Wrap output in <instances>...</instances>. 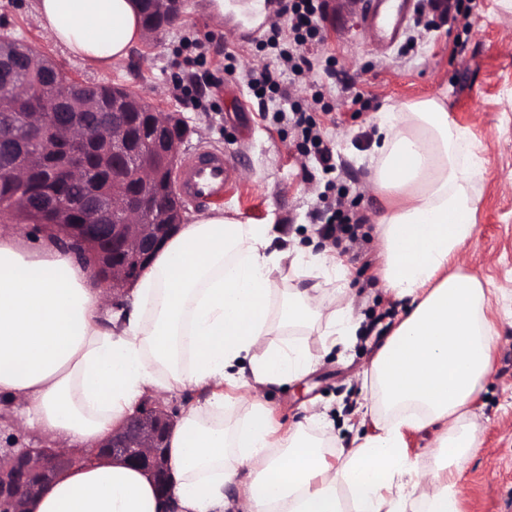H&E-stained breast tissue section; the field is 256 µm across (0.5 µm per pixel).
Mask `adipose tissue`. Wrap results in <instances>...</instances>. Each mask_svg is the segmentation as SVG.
Listing matches in <instances>:
<instances>
[{"mask_svg":"<svg viewBox=\"0 0 512 512\" xmlns=\"http://www.w3.org/2000/svg\"><path fill=\"white\" fill-rule=\"evenodd\" d=\"M35 10L56 43L99 68L147 38L137 0H36ZM375 123L372 184L387 204L376 228L380 283L410 309L364 378L394 418L332 461L331 440L309 432L329 429L323 415L284 433L261 403L244 425L213 419L225 386H278L317 363L301 344H265L275 328L321 319L332 346L356 334L350 307L326 316L314 297L326 286L346 290L337 255L273 250L271 225L213 208L182 225L116 302L51 235L31 242L0 230V399L20 404L21 427L88 451L146 396L205 394L173 427L168 497L141 471L103 460L64 471L24 512H228L232 484L245 512H405L415 502L459 512L446 482L479 450L469 405L497 343L481 281L448 270L475 234V145L438 96L391 106ZM285 268L313 279L312 290L282 288ZM241 362L249 375L235 373ZM432 426L445 462L422 474L404 432Z\"/></svg>","mask_w":512,"mask_h":512,"instance_id":"1","label":"adipose tissue"}]
</instances>
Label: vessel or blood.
I'll return each mask as SVG.
<instances>
[{
    "label": "vessel or blood",
    "mask_w": 512,
    "mask_h": 512,
    "mask_svg": "<svg viewBox=\"0 0 512 512\" xmlns=\"http://www.w3.org/2000/svg\"><path fill=\"white\" fill-rule=\"evenodd\" d=\"M367 17L381 33L390 36L397 29L399 14L384 0H368ZM237 164L221 150L201 148L185 156L176 168L175 180L181 197L194 206L223 200L237 184Z\"/></svg>",
    "instance_id": "b4317fda"
}]
</instances>
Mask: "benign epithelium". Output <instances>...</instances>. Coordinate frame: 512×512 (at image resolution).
Segmentation results:
<instances>
[{"label": "benign epithelium", "instance_id": "1", "mask_svg": "<svg viewBox=\"0 0 512 512\" xmlns=\"http://www.w3.org/2000/svg\"><path fill=\"white\" fill-rule=\"evenodd\" d=\"M6 62L8 58L0 56V99L17 91L23 98L42 92L40 85L17 89L3 72ZM64 96L61 91L49 98L42 112L0 110V145L4 146L0 175L25 183L34 171L45 169L46 156L52 153L62 157L67 183L77 185L86 179L83 154L104 140L112 143V196L90 195L75 208L46 197L40 206L56 214V221L40 228L52 227L71 242L90 244L94 274L100 282L112 284L116 301L184 221L185 207L173 172L192 129L180 113L161 112L131 92L116 99L110 112L99 111L91 99L82 112H64ZM131 100L141 111H126ZM20 123L26 132L25 144L16 138ZM147 209L159 211V219L147 220ZM173 426V413L145 405L91 452H69L47 442L17 448L9 435L7 447L0 448V512H22L23 501L40 493L64 470L102 459L143 469L164 491L170 466L162 439Z\"/></svg>", "mask_w": 512, "mask_h": 512}]
</instances>
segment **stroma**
<instances>
[{"label":"stroma","mask_w":512,"mask_h":512,"mask_svg":"<svg viewBox=\"0 0 512 512\" xmlns=\"http://www.w3.org/2000/svg\"><path fill=\"white\" fill-rule=\"evenodd\" d=\"M209 0H183L175 24L133 49L107 71L94 69L57 45L40 27L33 0H0V34L33 45L57 69L90 84H120L181 113L196 130L182 154L210 145L237 155L242 171L238 189L225 196V212H239L257 224L273 225V249L296 246L322 252L330 241L313 218L325 179L312 156L301 153L293 131L274 119L279 110L299 105L311 110L336 166V191L348 210L363 217L365 234L344 254L350 288L326 292L330 307L350 304L361 327L350 349L324 351L319 330H277L271 342L303 343L319 360L302 378L260 392L236 389L224 406V419L243 418L255 401L274 410L289 426L311 414H326L337 446L355 447L374 433L373 422H359L358 410L371 393L362 383L385 338L398 325L394 301L376 275L381 243L375 233L382 200L368 191L374 116L389 106L428 96L444 97L448 118L467 128L484 161L473 181L481 202L475 235L461 253L462 271L477 277L490 303L485 310L498 341L490 374L481 382L469 412L481 449L452 481L460 512H503L512 503V17L501 16L496 0H470L471 13L434 9L431 0H414L411 19L389 47L379 45L365 23L362 4L329 0L321 22L322 40L307 46L313 68L302 82L288 84L287 98L259 105L245 73L277 67L274 52L260 38L248 37L244 23L221 26ZM205 45V69L216 84L197 98L180 97L188 74L179 66L186 40ZM234 56L235 77L224 73V55ZM361 102H353L354 93Z\"/></svg>","instance_id":"35a3bbf8"}]
</instances>
